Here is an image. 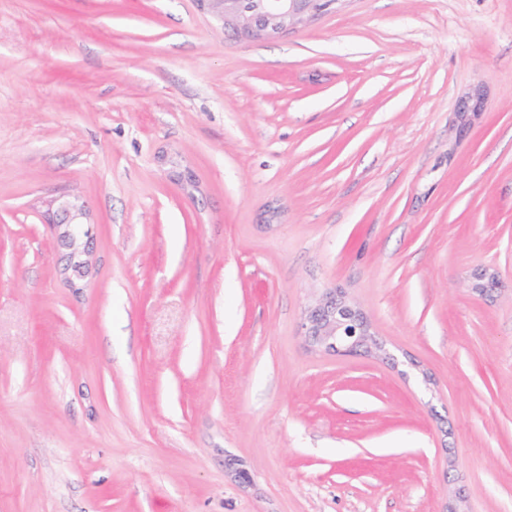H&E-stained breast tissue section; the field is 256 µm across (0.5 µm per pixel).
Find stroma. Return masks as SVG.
<instances>
[{
    "label": "stroma",
    "instance_id": "stroma-1",
    "mask_svg": "<svg viewBox=\"0 0 512 512\" xmlns=\"http://www.w3.org/2000/svg\"><path fill=\"white\" fill-rule=\"evenodd\" d=\"M0 512H512V0H0ZM198 1L214 9L225 28L249 38L274 39L308 25L339 0ZM61 212L64 215V218L57 222H52L49 224H58L65 225L66 230L63 232V239L65 244L68 247L74 249L77 240L82 236L88 234V232L83 231V226L85 223L76 221V215L71 211V208L67 206L61 207ZM302 327L306 342L318 351L353 353L361 349H383L363 312L336 288L327 291L306 312Z\"/></svg>",
    "mask_w": 512,
    "mask_h": 512
}]
</instances>
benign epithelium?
I'll use <instances>...</instances> for the list:
<instances>
[{"label":"benign epithelium","instance_id":"obj_1","mask_svg":"<svg viewBox=\"0 0 512 512\" xmlns=\"http://www.w3.org/2000/svg\"><path fill=\"white\" fill-rule=\"evenodd\" d=\"M201 5L215 10L224 26L249 38L274 39L304 27L331 9L338 0H199ZM482 98L468 96L459 101L457 113L465 118L481 111ZM64 218L58 224L66 226L63 239L68 247L87 232L84 223L67 206L61 207ZM306 342L318 351L353 353L361 349H383L363 312L341 290L325 293L321 301L304 317Z\"/></svg>","mask_w":512,"mask_h":512}]
</instances>
